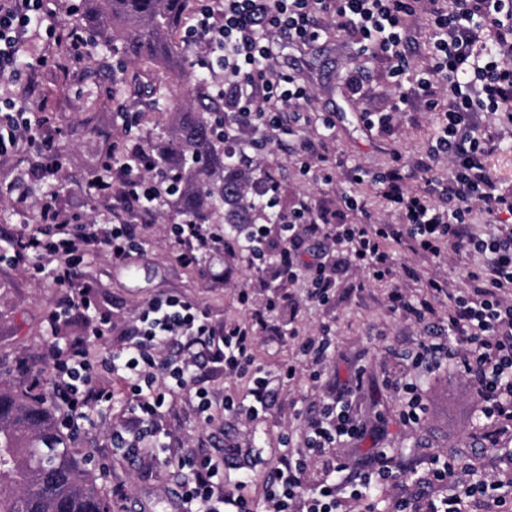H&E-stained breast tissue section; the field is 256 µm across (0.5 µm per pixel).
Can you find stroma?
Returning a JSON list of instances; mask_svg holds the SVG:
<instances>
[{
  "label": "stroma",
  "instance_id": "obj_1",
  "mask_svg": "<svg viewBox=\"0 0 512 512\" xmlns=\"http://www.w3.org/2000/svg\"><path fill=\"white\" fill-rule=\"evenodd\" d=\"M36 46L46 61L24 69L21 104L26 111L45 117L41 137L54 143L62 179L35 185L25 197L10 192L17 173L28 167L38 150L34 144H19L0 161V226L18 229L23 217L35 222L36 200L49 190L57 193L64 210L79 215L81 223L104 221L111 216L114 201L91 194L90 182L121 154L128 138L152 145L176 118L175 113L157 111L152 96L136 93L134 78L171 87L187 101L198 72L192 69L180 75L161 65L123 64L111 46L101 41L82 60L73 59L65 47L47 37L37 40ZM356 64L344 35L336 30L308 45L277 41L274 67L288 70L312 91L301 121L282 134V141L296 143L330 118L334 121L335 154L326 163L323 178L304 173L305 156L286 154L274 145L257 149L255 156L259 170L274 176L283 210H290L302 199L319 206L338 203L349 195L366 203L372 222L392 224L396 217L378 196L373 177L390 167L393 156L408 162L422 153L435 133L437 116L416 100L398 114L390 130L370 126L369 110L387 106L395 87L384 64L377 62L370 66L360 97H353L344 78ZM120 112L127 113L130 128L117 121ZM355 173L360 176L356 183L351 180ZM125 218L141 225L144 256L116 266L102 254L92 259L88 268L95 285V302L112 316V331L99 343L101 354H109L122 339L133 313L155 297L186 296L216 323L247 317V308L238 300L241 289H251L255 301L267 298L268 289L260 287L258 274L248 270L242 257L213 254L196 264H183L178 246L161 230L162 225L175 221L174 209L162 208L157 217L129 212ZM395 258L387 281L365 280L362 290L354 293L337 289L325 304L308 300L305 273L288 280L286 287L298 300V310L294 318L286 320L281 339L258 344L256 362L266 370H276L298 359L294 336L326 332L332 336L333 346L321 367L319 382H312L308 372H301L292 383L284 384L278 407L253 421L237 420L227 413L213 422H202L184 391L176 395L166 412L164 427L175 437L197 445L200 454L217 459L223 457L226 441L257 438L262 462L254 468L252 481L244 490L246 497L257 502L267 481L263 461L278 452L283 434L299 436L300 416L316 414L323 396L334 391L339 379L359 369L363 379L353 398L352 413L366 423L367 431L336 450L350 467H361L376 448L392 449L393 467L400 472L422 467L434 455L455 457L478 468L494 466V451L471 445L478 403L474 390L454 369L429 373L413 368L409 357L426 339V329L389 300L396 288L411 295L418 293L419 284L408 280L406 268L439 275L463 289L470 263L431 260L408 250L396 251ZM63 294L51 279L37 280L10 263L0 262V374L14 386L28 388L34 375L40 380L41 391L51 390L54 370L45 356L50 341L45 318ZM22 361L27 362V371L18 370ZM404 371L421 387L427 406L425 421L413 430L401 421V396L387 384L389 378ZM125 401L120 395L112 405L92 408L88 419L74 432L71 446L76 453H90L102 465L98 483L104 493H111L116 486L124 488L126 497L113 500L112 512H171L169 491L181 479L180 469L172 463L178 450L152 448L135 457L116 451L112 427L122 417Z\"/></svg>",
  "mask_w": 512,
  "mask_h": 512
}]
</instances>
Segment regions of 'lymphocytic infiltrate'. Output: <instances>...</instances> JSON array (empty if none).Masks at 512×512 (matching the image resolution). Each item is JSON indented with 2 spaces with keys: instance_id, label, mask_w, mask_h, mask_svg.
Wrapping results in <instances>:
<instances>
[{
  "instance_id": "f902f5d3",
  "label": "lymphocytic infiltrate",
  "mask_w": 512,
  "mask_h": 512,
  "mask_svg": "<svg viewBox=\"0 0 512 512\" xmlns=\"http://www.w3.org/2000/svg\"><path fill=\"white\" fill-rule=\"evenodd\" d=\"M423 2L432 41L430 64L419 73L408 71L404 56L414 0H215L185 29L186 38L201 44L203 74L224 75L213 91L228 109L225 150L240 156L246 153L249 134L275 140L285 125L299 121L311 97L290 74L273 67L276 37L307 45L322 37L329 22L349 37L357 58L385 57L397 90L392 112L404 111L416 98L439 119L436 137L415 166L396 163L374 178L399 223H347L346 210L358 207L348 196L337 211H319L303 200L283 215L270 189L258 210L275 211L274 223H253L242 233L232 224L220 228L184 217L165 225L164 232L181 247L188 265L226 249L245 254L258 272L275 265L280 278L306 268L308 297L321 303L335 293L342 269L387 280L393 253L402 245L426 258L480 255L481 263L467 274L466 292L432 276L422 294L411 297L396 289L390 299L420 322L434 315L436 303L447 301L446 325L419 345L413 364L429 371L452 366L465 374L479 398L472 439L496 448L500 465L485 471L433 457L416 480L438 488V495L424 503L400 494L394 512H474L479 506L486 512H512V189L503 188L488 165L502 142V127H512V0ZM35 27L67 38L76 58L90 52L92 44L81 31L65 28L55 0H0V77L14 79L21 66L43 64V56L28 50V34ZM482 112L491 114L490 123L479 120ZM42 126L41 118L6 103L0 113V158L20 139L35 140ZM443 161L447 180L432 178ZM120 167L125 173L121 187L102 177L91 182L93 194L119 191L127 208L152 214L178 192L174 184L151 177L152 153L137 141L127 144ZM37 209V223L7 237L10 259L32 276L73 289V296L50 312L49 327L73 314L89 322L83 339L64 346L49 342L46 355L56 369L51 395L68 418L80 420L90 406L113 399L111 389L96 385V370L117 376L130 396L112 431L114 447L131 454L159 443V420L176 394L189 387L200 416L211 419L215 402L197 375L208 364L222 368L227 377L247 379L246 395L238 401L225 399L224 407L248 420L272 409L277 383L293 380L299 368L320 379L319 366L332 346L326 335L302 338L300 364H283L277 374L254 365L259 335L281 332L270 313L297 308L283 292L257 305L248 291H241L239 301L249 308V320L220 327L186 299L149 301L136 316L125 346L98 358L97 345L111 317L95 307L84 269L98 253L126 264L141 247L137 227L119 219L77 226L51 191L39 197ZM360 381V375L351 376L323 403L318 416L305 421L302 444L283 439L260 503L226 491L213 458L178 457V466L190 471L177 495L179 512H224L229 506L235 512H348L350 497L364 500L366 512H379L377 490L408 481L394 471L389 450H375L367 468L353 478L347 462L326 454L364 432L351 414Z\"/></svg>"
}]
</instances>
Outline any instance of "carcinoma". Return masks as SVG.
Returning a JSON list of instances; mask_svg holds the SVG:
<instances>
[{
  "label": "carcinoma",
  "mask_w": 512,
  "mask_h": 512,
  "mask_svg": "<svg viewBox=\"0 0 512 512\" xmlns=\"http://www.w3.org/2000/svg\"><path fill=\"white\" fill-rule=\"evenodd\" d=\"M88 2L86 32L111 41L121 60L181 70L191 65L195 46L176 40L190 0ZM154 94L157 107L181 112L152 147L155 167L181 186L173 201L178 215L206 221L222 210L226 224L249 223L250 186L269 187L268 176L239 171L215 148L219 133L205 84L197 83L183 110L173 91ZM59 413L51 396L31 397L0 381V512H111V502L87 469L89 459L68 447Z\"/></svg>",
  "instance_id": "obj_1"
}]
</instances>
